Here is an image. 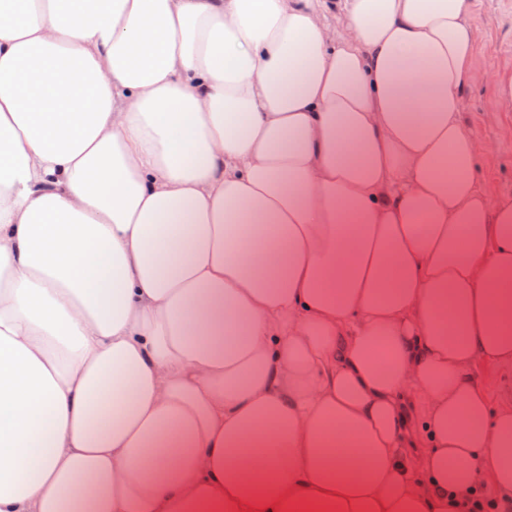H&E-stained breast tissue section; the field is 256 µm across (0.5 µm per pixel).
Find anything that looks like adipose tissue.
Segmentation results:
<instances>
[{
	"label": "adipose tissue",
	"mask_w": 512,
	"mask_h": 512,
	"mask_svg": "<svg viewBox=\"0 0 512 512\" xmlns=\"http://www.w3.org/2000/svg\"><path fill=\"white\" fill-rule=\"evenodd\" d=\"M474 5L0 0V512L512 500ZM485 388L495 402L502 393L512 391V369H501L492 365H484L477 369Z\"/></svg>",
	"instance_id": "adipose-tissue-1"
}]
</instances>
